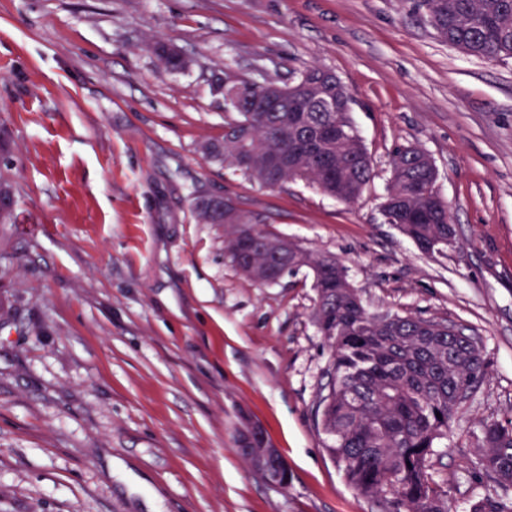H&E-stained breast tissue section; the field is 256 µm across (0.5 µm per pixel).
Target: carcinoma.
I'll list each match as a JSON object with an SVG mask.
<instances>
[{
  "label": "carcinoma",
  "instance_id": "carcinoma-1",
  "mask_svg": "<svg viewBox=\"0 0 512 512\" xmlns=\"http://www.w3.org/2000/svg\"><path fill=\"white\" fill-rule=\"evenodd\" d=\"M418 6L449 45L484 59L512 58V0H418ZM165 51L162 44L154 47L167 69L188 68L181 54ZM288 89L251 79L224 86V100L241 119L225 123L224 138L205 143L204 154L268 187L304 180L341 201H355L370 182L373 165L358 159L367 151L350 112H329L315 102L299 128L286 109L248 108ZM324 126L339 132L327 152L318 144ZM274 153L291 157L276 173L268 166ZM419 153L417 147H401L392 154L382 209L388 223L432 254L451 243L449 215ZM229 228L230 261L255 283L273 284L303 267L313 273V320L330 349L315 419L332 438L327 451L348 481L381 512H450L448 492L434 480L432 459L448 437L449 423L486 379L480 339L461 326L448 338V322L442 319L368 312L338 259L257 229L240 209ZM480 439L482 475L511 485L512 427L488 421ZM237 441L255 454L270 446L255 428L239 430Z\"/></svg>",
  "mask_w": 512,
  "mask_h": 512
}]
</instances>
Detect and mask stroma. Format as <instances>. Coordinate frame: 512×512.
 <instances>
[{
    "label": "stroma",
    "mask_w": 512,
    "mask_h": 512,
    "mask_svg": "<svg viewBox=\"0 0 512 512\" xmlns=\"http://www.w3.org/2000/svg\"><path fill=\"white\" fill-rule=\"evenodd\" d=\"M191 61L167 70L154 42ZM320 67L349 90L373 179L347 204L210 161L236 116L221 87ZM0 512H379L326 449L328 348L309 269L257 285L196 199L332 255L372 312L480 337L487 378L434 478L451 512L479 477L481 423H512V59L448 45L416 0H0ZM436 166L456 228L427 255L381 205L397 147ZM288 464L264 482L245 424Z\"/></svg>",
    "instance_id": "obj_1"
}]
</instances>
